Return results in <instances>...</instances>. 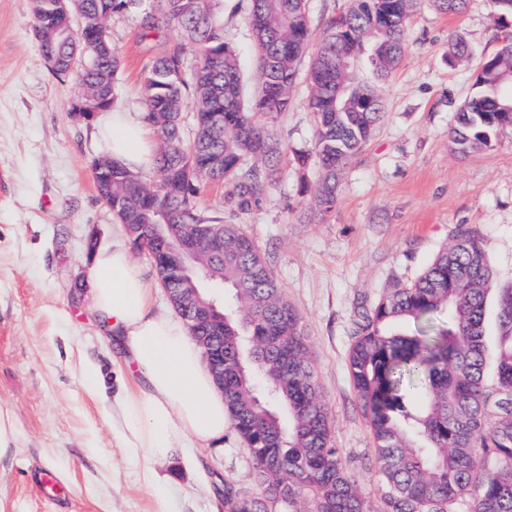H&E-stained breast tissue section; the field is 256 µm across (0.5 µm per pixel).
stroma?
Masks as SVG:
<instances>
[{"label": "stroma", "instance_id": "stroma-1", "mask_svg": "<svg viewBox=\"0 0 512 512\" xmlns=\"http://www.w3.org/2000/svg\"><path fill=\"white\" fill-rule=\"evenodd\" d=\"M33 28L31 0H0V408L18 431L16 445L0 452V512H153L151 490L112 434L118 353L88 302L91 246L118 232L91 168L105 150L94 121L71 117L74 80L49 68ZM224 30L253 77L238 0H224ZM107 32L121 60L115 108L140 111L156 44L142 39L132 16L109 22ZM501 34L489 0H470L461 15L421 0L405 59L382 90L385 116L342 174L335 212L307 222L309 197L287 164L265 207L239 219L302 317L333 443L374 507L381 478L347 366L357 311L383 289L415 281L468 226L482 229L495 277L512 281V133L467 154L448 140ZM460 39L471 56L449 62ZM308 96L298 84L274 128L289 148L313 145ZM87 361L100 366L105 397L84 385ZM154 467L173 512H224L222 479L253 485L250 454L233 431L221 449L181 448ZM44 469L56 474L61 495L39 488Z\"/></svg>", "mask_w": 512, "mask_h": 512}]
</instances>
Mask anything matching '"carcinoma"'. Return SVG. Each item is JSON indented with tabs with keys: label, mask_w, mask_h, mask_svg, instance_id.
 <instances>
[{
	"label": "carcinoma",
	"mask_w": 512,
	"mask_h": 512,
	"mask_svg": "<svg viewBox=\"0 0 512 512\" xmlns=\"http://www.w3.org/2000/svg\"><path fill=\"white\" fill-rule=\"evenodd\" d=\"M440 12H464L469 0H430ZM416 0H350L326 21L307 71L299 64L312 38L308 0H247L257 86L246 95L238 50L224 36V0H39L35 27L41 54L63 60L78 99L109 110L95 91L117 80L120 63L107 24L131 14L158 52L142 79L143 119L157 137L151 175L112 163L119 224L161 225L165 245L189 224H210L224 254L208 255L224 280V402L249 450L261 492L224 481V512H373L334 448L328 409L308 353L302 318L281 292L265 254L235 219L259 211L286 148L271 128L303 80L311 88L314 146L295 150L301 173H319L311 217L336 208L338 175L383 118L381 83L405 57L407 22ZM86 17L83 50L55 31L65 10ZM368 66L378 84L357 81ZM192 104L193 139L183 136ZM512 131V36L485 59L476 91L450 129L461 152L487 148ZM209 184L224 186L213 215L197 206ZM498 296L497 350L485 380L486 299ZM445 318L439 325L437 318ZM348 369L372 433L384 493L378 512H512V287L497 286L485 238L464 227L411 284L387 288L357 313Z\"/></svg>",
	"instance_id": "1"
}]
</instances>
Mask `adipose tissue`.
I'll use <instances>...</instances> for the list:
<instances>
[{
    "label": "adipose tissue",
    "instance_id": "ef3b65f1",
    "mask_svg": "<svg viewBox=\"0 0 512 512\" xmlns=\"http://www.w3.org/2000/svg\"><path fill=\"white\" fill-rule=\"evenodd\" d=\"M96 135L112 159L151 166L155 133L141 113L115 112ZM89 304L123 353L133 383L112 400V431L139 458H160L184 442L220 448L232 422L201 347L182 319L157 308V284L136 265L128 237L97 248L87 269Z\"/></svg>",
    "mask_w": 512,
    "mask_h": 512
}]
</instances>
